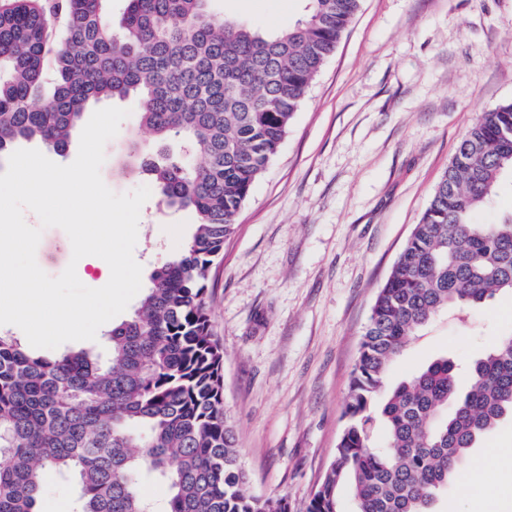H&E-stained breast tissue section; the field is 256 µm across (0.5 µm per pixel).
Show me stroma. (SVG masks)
Returning <instances> with one entry per match:
<instances>
[{
  "label": "stroma",
  "mask_w": 512,
  "mask_h": 512,
  "mask_svg": "<svg viewBox=\"0 0 512 512\" xmlns=\"http://www.w3.org/2000/svg\"><path fill=\"white\" fill-rule=\"evenodd\" d=\"M304 0H213V10L275 31ZM512 101V0H361L314 78L279 152L255 183L208 283L224 348V404L255 495L301 508L335 459L351 374L378 288L456 147L480 113ZM137 113L105 145L101 177L116 193ZM190 212L158 193L142 206L134 258L143 273L178 252ZM39 267L60 275L66 232L42 228ZM512 330V295L479 312L443 311L393 362L387 387L437 356L469 361ZM488 448H512L503 419L457 469L438 512H512V465L476 470Z\"/></svg>",
  "instance_id": "35a3bbf8"
}]
</instances>
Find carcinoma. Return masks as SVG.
<instances>
[{
	"mask_svg": "<svg viewBox=\"0 0 512 512\" xmlns=\"http://www.w3.org/2000/svg\"><path fill=\"white\" fill-rule=\"evenodd\" d=\"M106 2L0 0V159L33 141L61 155L90 105L131 101L152 142L130 139L124 169L196 224L105 331L107 357L38 354L0 333V512H37L49 473L73 485V512H154L139 490L152 474L167 485L162 512H292L245 490L207 283L360 0H305L303 17L274 32L215 15L211 0H126L116 29ZM509 171L512 101L460 140L378 289L335 460L303 512H342L343 487L354 512H435L455 467L512 417V332L471 361L467 389L456 361L439 356L373 407L434 315L512 293V214L475 221Z\"/></svg>",
	"mask_w": 512,
	"mask_h": 512,
	"instance_id": "1",
	"label": "carcinoma"
}]
</instances>
